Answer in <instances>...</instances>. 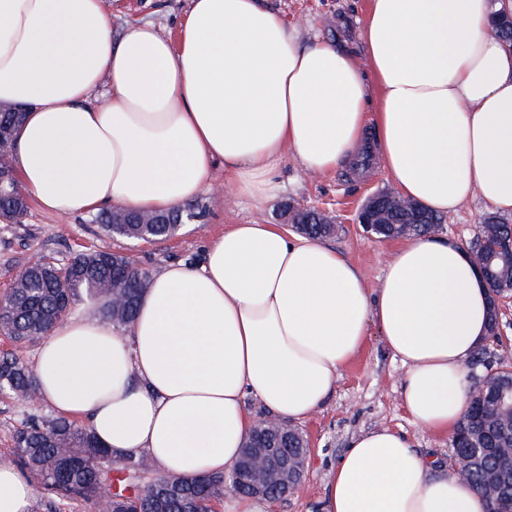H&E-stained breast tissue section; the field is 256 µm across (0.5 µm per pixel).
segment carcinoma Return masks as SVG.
I'll use <instances>...</instances> for the list:
<instances>
[{"mask_svg": "<svg viewBox=\"0 0 512 512\" xmlns=\"http://www.w3.org/2000/svg\"><path fill=\"white\" fill-rule=\"evenodd\" d=\"M24 196L17 185L0 193V213H16ZM384 223L371 232L381 238L407 234L428 235L436 231L441 217L411 202L407 205L386 201ZM131 223H112V212L103 211L92 218L110 236L153 241L176 234L181 224L197 217L191 208L159 214L160 224H139V213H127ZM297 231L317 238L332 235L335 228L324 223V215L315 209L298 208L293 215ZM512 236V225L487 214L478 224L475 241L489 251ZM150 283L147 270L123 254L107 249L73 254L68 262L57 263L41 257L23 266L14 277L7 308L0 315V328L14 339L15 350L0 355V395L14 397L34 390L33 369L18 350L42 339L59 317L83 299L102 301V314L116 329L134 322L138 300ZM486 287L498 294L512 292V254L494 262L486 272ZM123 301L112 305V292ZM485 393L476 399L471 414L457 428L458 447L452 448L454 465L468 469L470 482L489 502L512 495V471L503 467L502 451L512 447V422L497 406V395L512 391V373L496 371L487 381ZM268 446L286 448L295 455L304 440L297 434L284 437L274 430L266 434ZM17 452L24 464L53 492L79 497L89 505L102 493L112 494L113 476L128 483L135 474L147 473L142 458L115 459L94 439L91 432L66 418L55 417L31 422L15 434ZM228 487L224 476L203 481H187L177 476H158L133 497L115 494L117 512H211L214 503L224 499Z\"/></svg>", "mask_w": 512, "mask_h": 512, "instance_id": "obj_1", "label": "carcinoma"}]
</instances>
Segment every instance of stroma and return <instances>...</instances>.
<instances>
[{"instance_id":"stroma-1","label":"stroma","mask_w":512,"mask_h":512,"mask_svg":"<svg viewBox=\"0 0 512 512\" xmlns=\"http://www.w3.org/2000/svg\"><path fill=\"white\" fill-rule=\"evenodd\" d=\"M288 24L299 28L303 39L314 37L340 44L353 52L363 49L362 31L368 0H271ZM114 33L133 24L150 22L172 31L188 6V0H104ZM279 194L262 206L224 194V168L215 166L210 190L193 206L197 218L188 221L171 238L153 243L130 241L104 234L90 215L57 216L30 204L19 224L0 222V296L10 288L15 273L37 257L62 260L88 249H109L130 256L150 273L169 263L198 261L207 241L228 224H286L288 206L316 207L335 215L337 230L327 245L340 251L362 270L370 287H378L397 240L365 233L355 214L370 196L394 190L395 185L378 161L366 168L339 166L322 176L304 174L294 161L279 170ZM487 209L480 199L464 203L457 212L443 215L440 235L469 245ZM405 368L385 346L378 330H371L362 352L341 371L334 394L322 409L301 420L300 428L310 443V461L299 488L287 500L274 504L272 512H319L325 485L338 459L352 439L362 432L389 428L405 435L422 455L451 462V438L414 424L400 398ZM39 401L20 403L0 396V464L23 469L14 434L22 423L52 416Z\"/></svg>"}]
</instances>
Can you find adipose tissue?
Listing matches in <instances>:
<instances>
[{
  "instance_id": "1",
  "label": "adipose tissue",
  "mask_w": 512,
  "mask_h": 512,
  "mask_svg": "<svg viewBox=\"0 0 512 512\" xmlns=\"http://www.w3.org/2000/svg\"><path fill=\"white\" fill-rule=\"evenodd\" d=\"M497 0H370L362 54L302 42L265 0H189L175 34L113 38L103 0H0V104L20 107L24 193L70 216L192 203L215 165L235 197L278 190L286 159L326 174L365 141L404 198L437 214L472 198L512 213V47ZM488 290L468 250L406 239L378 288L336 249L230 224L199 263L152 276L127 332L65 318L36 351V394L117 457L188 479L229 472L254 425L244 399L313 415L377 325L405 365L413 422L456 429ZM32 484L0 464V512ZM321 512H486L484 496L383 428L354 438Z\"/></svg>"
}]
</instances>
